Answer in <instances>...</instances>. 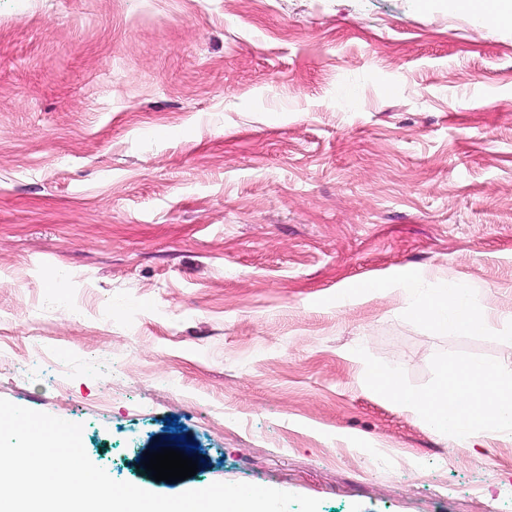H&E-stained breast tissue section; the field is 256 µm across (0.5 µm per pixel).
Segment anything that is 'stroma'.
Here are the masks:
<instances>
[{
  "instance_id": "1",
  "label": "stroma",
  "mask_w": 512,
  "mask_h": 512,
  "mask_svg": "<svg viewBox=\"0 0 512 512\" xmlns=\"http://www.w3.org/2000/svg\"><path fill=\"white\" fill-rule=\"evenodd\" d=\"M498 320L408 319L399 271ZM512 364V24L448 0H0V398L82 424L173 496L512 512V436L447 437L365 389ZM195 476L155 481L168 419Z\"/></svg>"
}]
</instances>
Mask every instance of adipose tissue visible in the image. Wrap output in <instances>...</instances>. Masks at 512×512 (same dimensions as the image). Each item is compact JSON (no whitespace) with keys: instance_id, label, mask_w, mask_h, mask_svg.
Instances as JSON below:
<instances>
[{"instance_id":"obj_1","label":"adipose tissue","mask_w":512,"mask_h":512,"mask_svg":"<svg viewBox=\"0 0 512 512\" xmlns=\"http://www.w3.org/2000/svg\"><path fill=\"white\" fill-rule=\"evenodd\" d=\"M425 283L421 275L402 272L389 284L382 280L357 283L355 291L368 297L389 285L399 288L408 299V318L460 335L480 332L489 324V308L474 306L465 282L449 281L435 292ZM361 375L369 391L448 437L454 446L472 449L512 432L511 366L456 361L442 365L434 384L423 390L405 387L396 369L373 362L362 363Z\"/></svg>"}]
</instances>
